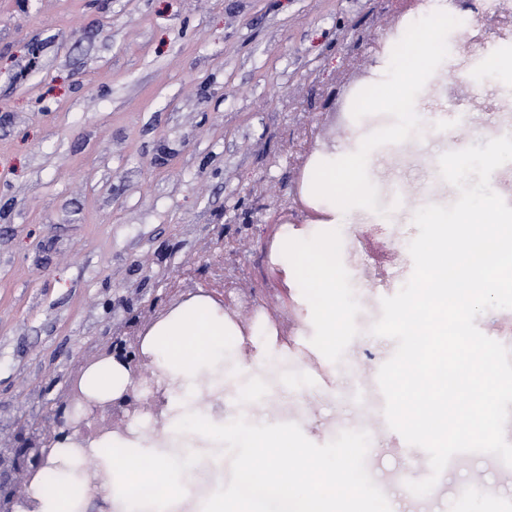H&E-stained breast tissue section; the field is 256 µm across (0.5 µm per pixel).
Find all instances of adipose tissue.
Masks as SVG:
<instances>
[{"instance_id": "ef3b65f1", "label": "adipose tissue", "mask_w": 512, "mask_h": 512, "mask_svg": "<svg viewBox=\"0 0 512 512\" xmlns=\"http://www.w3.org/2000/svg\"><path fill=\"white\" fill-rule=\"evenodd\" d=\"M438 57L433 31L424 30L418 62L399 70L396 79L383 86L376 97L363 99L359 111L390 109L402 102L406 105V129L429 127L430 117L418 109L414 89L426 75L428 64ZM371 155L367 149L342 168L312 172L310 186L325 216H334L337 202L348 200L350 194L366 196L359 172ZM277 247L292 257L286 274L303 278L318 294L322 333L335 339L344 305L336 293L332 242L306 230H286ZM237 333L236 325L205 298L183 303L154 324L143 351L170 386L166 439L159 442L113 436L111 454L98 458L108 479L95 487V494L110 498L113 512H366L346 485L350 458L326 466L322 459L307 456L286 424L268 422L260 427L248 412L267 380L278 373L287 352H275L269 341H254L255 367L240 365L235 370L244 380L236 391L240 402L235 413L215 414L198 407L201 379H210L212 390H223L227 378L224 339ZM131 384L130 371L117 362L92 366L83 382L86 392L99 400L118 398ZM228 437L237 445L232 497H225L220 481L207 497H197L195 489L204 467L219 469L224 465L223 452H209V445L223 443ZM79 460L70 446L54 449L53 482L35 483L30 488L39 512H76L77 503L70 493L82 483Z\"/></svg>"}]
</instances>
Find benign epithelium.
<instances>
[{
	"instance_id": "1",
	"label": "benign epithelium",
	"mask_w": 512,
	"mask_h": 512,
	"mask_svg": "<svg viewBox=\"0 0 512 512\" xmlns=\"http://www.w3.org/2000/svg\"><path fill=\"white\" fill-rule=\"evenodd\" d=\"M313 123L311 114L305 113L295 130L293 148L299 154L296 162L300 166L311 153L316 132ZM299 211L311 221L319 218V214L297 196L280 204L273 219L266 220V213L262 212L254 222L283 224L288 221V216ZM246 245L245 239L224 238L221 227L201 241L199 258L209 273L208 281L212 287L224 293L236 287V278L229 274L227 258L240 256ZM170 292L184 298L197 294L195 274L191 272L188 277L173 283ZM158 305L156 299L141 305L137 315L123 322L124 333L112 334L94 351L79 358L70 384L55 399L42 426L17 423L0 434V512H15L19 505L28 504L31 481L49 465L53 448L86 440L93 427L114 428L117 416L132 408L135 402L133 390H128L118 399L100 402L85 394L81 380L92 365L112 359L127 367L132 380H137L143 366L150 361L143 352V338L145 326L157 321Z\"/></svg>"
}]
</instances>
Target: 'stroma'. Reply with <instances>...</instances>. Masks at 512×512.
Listing matches in <instances>:
<instances>
[{"instance_id": "stroma-1", "label": "stroma", "mask_w": 512, "mask_h": 512, "mask_svg": "<svg viewBox=\"0 0 512 512\" xmlns=\"http://www.w3.org/2000/svg\"><path fill=\"white\" fill-rule=\"evenodd\" d=\"M385 0H0V428L40 419L67 384L80 350L106 339L127 315L126 299L149 301L180 279L197 241L215 226L247 236L240 283L226 301L247 335L236 357L252 363L250 335L276 329L299 345L288 362V431L310 456L344 452L327 424L358 418L350 376L372 383L394 353L370 332L382 298L413 272L412 218L452 204L438 160L472 145L466 127L403 133L400 114L356 112L351 94L391 80L398 54L377 53L387 31L372 24ZM411 20L436 30L442 63L415 91L424 112L468 108L474 122L512 102V42L490 34L470 52L439 17ZM504 66L485 69L487 52ZM324 128L316 152L343 157L364 142L377 153L367 198L336 211V281L343 326L326 343L316 295L287 280L273 256L280 226L253 221L294 192L295 113L289 87ZM336 100L323 109L321 87ZM271 187L249 195L256 184ZM410 203L389 207L391 186ZM370 457L389 486L368 497L374 512H421L399 481L400 436L375 426ZM480 482L512 512V470L471 453L448 469L430 512H458L453 490Z\"/></svg>"}]
</instances>
